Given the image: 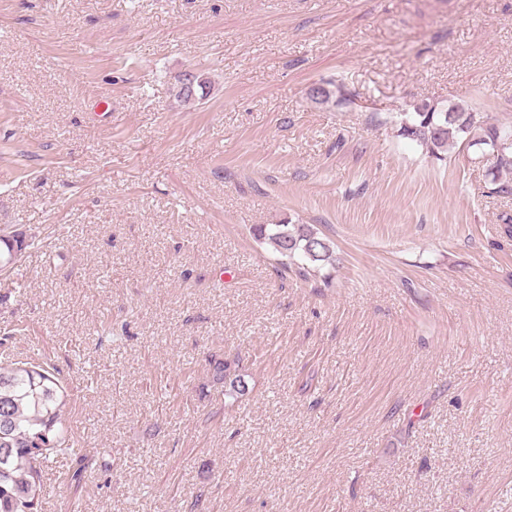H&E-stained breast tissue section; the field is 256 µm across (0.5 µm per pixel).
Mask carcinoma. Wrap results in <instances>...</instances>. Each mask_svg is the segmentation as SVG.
Instances as JSON below:
<instances>
[{"instance_id": "cac0c4a2", "label": "carcinoma", "mask_w": 512, "mask_h": 512, "mask_svg": "<svg viewBox=\"0 0 512 512\" xmlns=\"http://www.w3.org/2000/svg\"><path fill=\"white\" fill-rule=\"evenodd\" d=\"M210 89L204 75L186 72L175 80L171 92L176 100L191 105L204 100ZM398 136L425 147L436 158L458 143L482 148L492 155L487 176L494 192L512 196V144H506L512 139L511 126L481 120L459 104L446 110L425 104L404 113ZM254 235L273 247L283 270H292L305 281L320 271L323 285H329L334 251L310 226L260 224ZM26 247L19 234L0 235V264L14 263ZM209 365L215 381L228 380L232 392H245L244 382L234 377L232 362L212 358ZM67 405V391L51 369L28 362L0 364V512H39L44 468L53 457L76 455L68 446Z\"/></svg>"}]
</instances>
